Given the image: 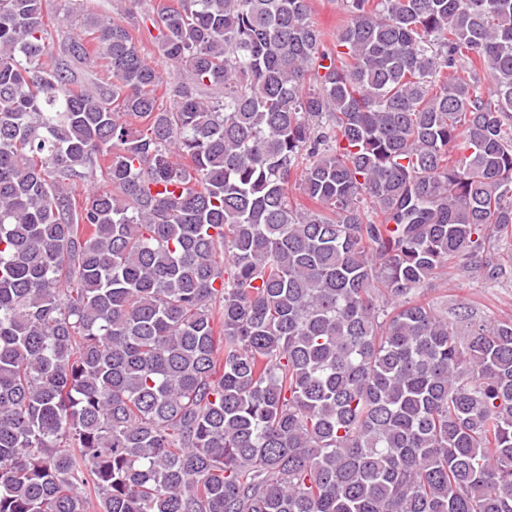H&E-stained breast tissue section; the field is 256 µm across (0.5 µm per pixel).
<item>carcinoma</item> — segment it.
Returning <instances> with one entry per match:
<instances>
[{
	"label": "carcinoma",
	"instance_id": "carcinoma-1",
	"mask_svg": "<svg viewBox=\"0 0 512 512\" xmlns=\"http://www.w3.org/2000/svg\"><path fill=\"white\" fill-rule=\"evenodd\" d=\"M341 3L0 0V512H512V0ZM50 19H46L50 51L53 56L61 54L62 48L71 40L85 38L91 30V20L96 15H111L133 12L140 27L132 30L144 57L170 80L172 69L157 50L158 30L153 18L162 4L177 5L178 0H78L72 5L68 0H51ZM66 1V2H65ZM174 1V2H173ZM312 20L327 34L336 33V29L344 20V11L340 0H311ZM89 43L90 56L86 62L72 63V68L77 76L79 85H83L90 89H102L103 87H112V72L100 66V62L96 61L94 57L95 47H91ZM93 60V61H92ZM427 297L440 310L465 306L485 319L512 318V279L487 285L479 271L455 268L427 288Z\"/></svg>",
	"mask_w": 512,
	"mask_h": 512
}]
</instances>
